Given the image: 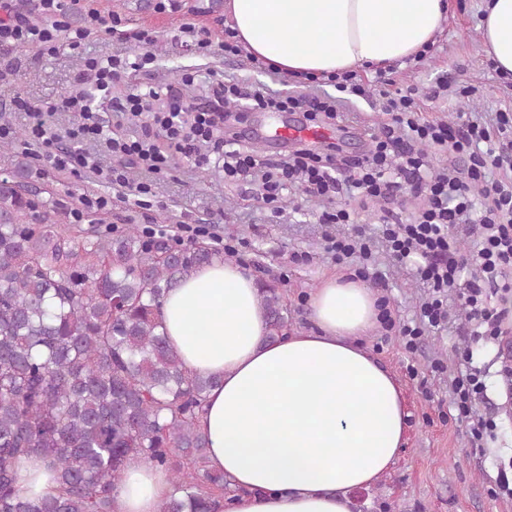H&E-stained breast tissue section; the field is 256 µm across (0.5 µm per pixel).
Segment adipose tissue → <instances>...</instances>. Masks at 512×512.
<instances>
[{
	"label": "adipose tissue",
	"instance_id": "ef3b65f1",
	"mask_svg": "<svg viewBox=\"0 0 512 512\" xmlns=\"http://www.w3.org/2000/svg\"><path fill=\"white\" fill-rule=\"evenodd\" d=\"M236 39L289 77L386 67L418 56L448 14L446 0H225ZM482 48L512 75V0H485ZM378 297L330 277L311 297L315 328L267 341L259 284L236 263L199 268L163 298L159 317L186 368L219 380L198 428L207 461L238 493L227 512H353L352 491L392 465L404 399L360 338ZM166 471L135 460L115 512H158Z\"/></svg>",
	"mask_w": 512,
	"mask_h": 512
}]
</instances>
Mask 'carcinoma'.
I'll return each mask as SVG.
<instances>
[{"instance_id": "carcinoma-1", "label": "carcinoma", "mask_w": 512, "mask_h": 512, "mask_svg": "<svg viewBox=\"0 0 512 512\" xmlns=\"http://www.w3.org/2000/svg\"><path fill=\"white\" fill-rule=\"evenodd\" d=\"M28 158L0 179V512H113L132 460L162 467L158 512H224V473L195 469L197 421L217 378L188 371L157 317L161 299L222 253L196 240L60 225ZM271 341L288 334L278 288L261 291ZM37 458L57 494L33 501L15 468Z\"/></svg>"}]
</instances>
